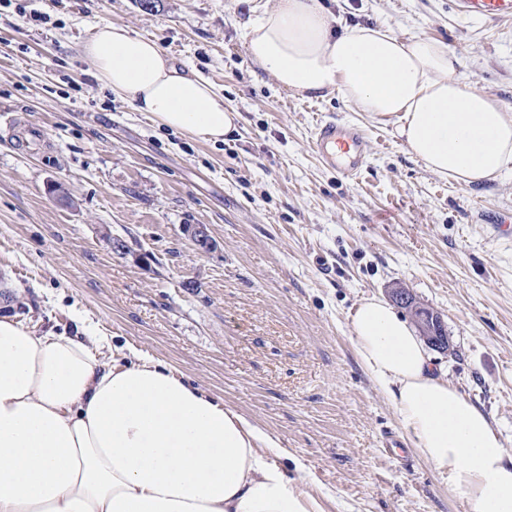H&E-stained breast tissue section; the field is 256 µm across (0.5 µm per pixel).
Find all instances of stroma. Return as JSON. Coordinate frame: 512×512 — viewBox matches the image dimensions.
<instances>
[{
	"mask_svg": "<svg viewBox=\"0 0 512 512\" xmlns=\"http://www.w3.org/2000/svg\"><path fill=\"white\" fill-rule=\"evenodd\" d=\"M323 2L342 23L448 44L512 107V20L455 0ZM248 15L247 0H0V315L40 334L90 324L155 355L272 433L313 493L332 491L325 512H465L362 367L347 316L409 289L444 324L436 368L512 453V173L460 185L406 151L394 118L293 96L248 58ZM104 21L213 84L236 132L204 142L113 96L81 50ZM325 119L367 135L358 180L314 152ZM187 224L206 226L209 252Z\"/></svg>",
	"mask_w": 512,
	"mask_h": 512,
	"instance_id": "1",
	"label": "stroma"
}]
</instances>
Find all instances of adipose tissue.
I'll return each mask as SVG.
<instances>
[{
  "label": "adipose tissue",
  "instance_id": "ef3b65f1",
  "mask_svg": "<svg viewBox=\"0 0 512 512\" xmlns=\"http://www.w3.org/2000/svg\"><path fill=\"white\" fill-rule=\"evenodd\" d=\"M246 53L302 98L338 94L391 115L408 152L469 186L512 171V109L479 92L452 48L383 25L338 27L321 0L253 5ZM95 78L159 125L223 141L239 115L159 44L105 22L82 47ZM356 353L412 447L467 512H512V455L488 416L436 374L422 340L386 300L349 314ZM107 337L30 331L0 317V512H323L301 461L148 352L105 364Z\"/></svg>",
  "mask_w": 512,
  "mask_h": 512
}]
</instances>
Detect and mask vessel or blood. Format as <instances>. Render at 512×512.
<instances>
[{
	"label": "vessel or blood",
	"mask_w": 512,
	"mask_h": 512,
	"mask_svg": "<svg viewBox=\"0 0 512 512\" xmlns=\"http://www.w3.org/2000/svg\"><path fill=\"white\" fill-rule=\"evenodd\" d=\"M460 14L485 21L512 19V0H457ZM323 165L338 170L344 178L358 177L367 163L368 141L358 126L333 120L321 121L312 141Z\"/></svg>",
	"instance_id": "obj_1"
}]
</instances>
